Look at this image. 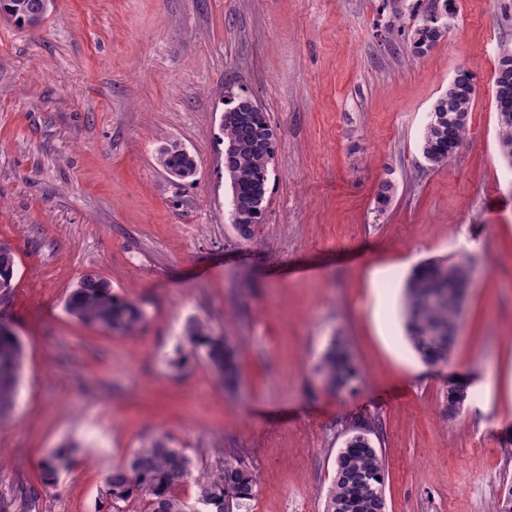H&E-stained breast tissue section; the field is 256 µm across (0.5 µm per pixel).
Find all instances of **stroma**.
Segmentation results:
<instances>
[{"mask_svg":"<svg viewBox=\"0 0 512 512\" xmlns=\"http://www.w3.org/2000/svg\"><path fill=\"white\" fill-rule=\"evenodd\" d=\"M432 2L56 0L39 29L0 19V243L16 269L0 318L23 348L0 500L14 512H97L106 473L162 434L200 466L249 464L248 512H324L345 430L364 421L387 512H498L512 486V168L491 86L512 0H455L418 55L407 33ZM461 67L476 82L469 134L433 166L421 134ZM241 97L278 136L248 241L220 129ZM174 142L193 178L159 165ZM461 254L473 277L457 342L431 366L404 332L406 262ZM89 273L143 310L136 332L67 314ZM192 318L232 336L235 392L204 356L177 367ZM339 335L365 375L351 394L315 372ZM457 372L472 397L452 417ZM68 446L73 465L46 485L42 458Z\"/></svg>","mask_w":512,"mask_h":512,"instance_id":"1","label":"stroma"}]
</instances>
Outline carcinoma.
I'll use <instances>...</instances> for the list:
<instances>
[{"label": "carcinoma", "mask_w": 512, "mask_h": 512, "mask_svg": "<svg viewBox=\"0 0 512 512\" xmlns=\"http://www.w3.org/2000/svg\"><path fill=\"white\" fill-rule=\"evenodd\" d=\"M55 6V0H0V17L21 30L41 26ZM413 47L422 54L434 46L446 32L431 19L414 27ZM493 98L502 103L496 110L499 147L502 159L512 168V52L498 58L492 83ZM475 98L474 78L448 86L446 98L432 105L422 134L423 157L434 166L453 160L456 149L466 139L469 117ZM244 107L224 111L221 129L224 147L231 148L224 157V178L232 190V206L240 219L234 225L238 235L250 240L262 215L252 210L253 201L267 196L271 161L277 141L264 142L262 134L272 129L265 112L246 122ZM159 162L165 170L188 166L183 147L172 143L160 151ZM472 268L468 256L428 262L406 280L404 322L413 349L431 365L448 363L455 344L463 312V290ZM15 278L12 249L0 244V304L10 297ZM66 312L80 322L130 332L143 318L136 305L112 294L109 282L93 275L81 278L69 296ZM186 361L205 351L208 365L224 387L233 389L240 379L235 348L229 337L214 335L197 319L185 326ZM22 347L8 324L0 321V419L7 416L16 399ZM328 387L337 392H354L363 373L354 361L345 337L333 338L318 365ZM469 397L466 389L448 388V416L460 411ZM369 425H355L348 430L343 447L337 453L335 478L329 491L325 512H376L372 496L384 494L385 459L372 439ZM71 463V450L54 448L41 460L43 478L54 484ZM195 488L193 500L179 490L188 484ZM256 479L253 471L237 456H226L216 467L197 468L189 455L173 446L168 437L159 435L136 449L130 458L112 467L104 477L103 503L112 512H124L123 505L136 498L143 512H241L254 497Z\"/></svg>", "instance_id": "carcinoma-1"}]
</instances>
